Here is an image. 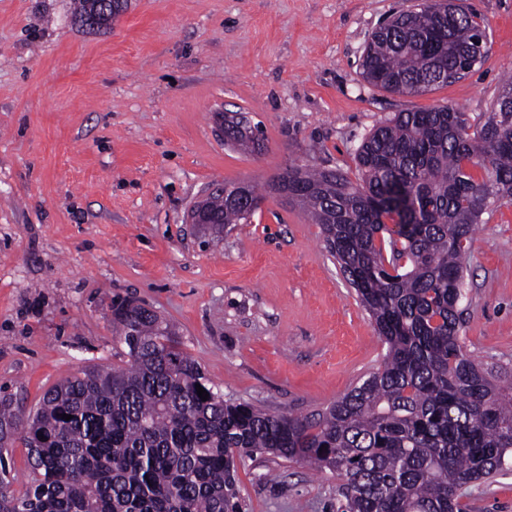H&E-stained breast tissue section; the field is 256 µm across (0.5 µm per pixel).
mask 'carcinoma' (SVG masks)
I'll list each match as a JSON object with an SVG mask.
<instances>
[{"label":"carcinoma","mask_w":512,"mask_h":512,"mask_svg":"<svg viewBox=\"0 0 512 512\" xmlns=\"http://www.w3.org/2000/svg\"><path fill=\"white\" fill-rule=\"evenodd\" d=\"M78 14L97 27L115 18L95 0H79ZM485 33L478 14L421 0L371 34L362 76L392 94L429 92L485 62ZM224 144L254 152L264 140L233 112ZM356 161L355 182L291 165L271 190L320 225L385 346L375 372L310 416L271 413L224 398L173 324L114 298L121 364L84 367L28 414L0 398V448L20 442L30 466L16 497L0 457V512H241L238 466L258 455L335 472L336 512H461L460 488L512 461V381H495L459 336L475 225L512 202V75L484 120L454 104L397 112ZM263 200L251 181L218 185L200 202L199 229L221 237Z\"/></svg>","instance_id":"carcinoma-1"}]
</instances>
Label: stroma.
<instances>
[{"mask_svg":"<svg viewBox=\"0 0 512 512\" xmlns=\"http://www.w3.org/2000/svg\"><path fill=\"white\" fill-rule=\"evenodd\" d=\"M492 50L423 95L367 83L371 33L414 0H128L107 32L77 0H0V392L25 409L113 361L112 296L154 308L225 397L306 415L358 385L384 346L318 225L267 196L203 242L187 212L208 185L265 184L289 165L358 178L355 153L401 111H490L512 73V0H464ZM260 124L224 145L220 113ZM466 353L512 379V203L466 258ZM242 512H336L339 477L267 455L238 469ZM465 512H512V465L463 487ZM231 114V115H229ZM224 137V145L244 151L255 152L264 147V140L258 124H253L240 112L224 113L219 128Z\"/></svg>","mask_w":512,"mask_h":512,"instance_id":"1","label":"stroma"}]
</instances>
